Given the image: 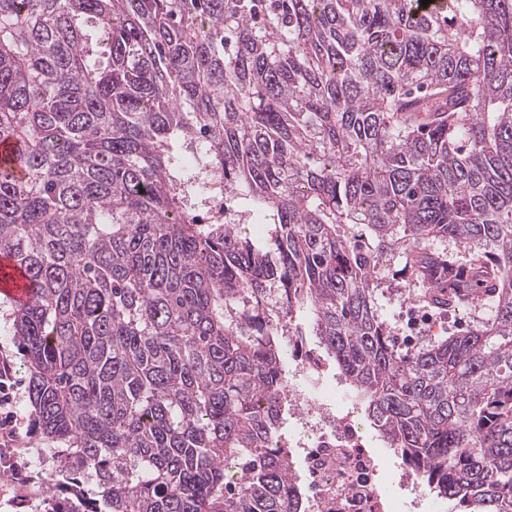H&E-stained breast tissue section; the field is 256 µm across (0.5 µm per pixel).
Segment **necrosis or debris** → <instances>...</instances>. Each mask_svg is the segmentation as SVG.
<instances>
[{"instance_id":"necrosis-or-debris-1","label":"necrosis or debris","mask_w":512,"mask_h":512,"mask_svg":"<svg viewBox=\"0 0 512 512\" xmlns=\"http://www.w3.org/2000/svg\"><path fill=\"white\" fill-rule=\"evenodd\" d=\"M305 375L297 384V375ZM285 389L288 431L313 512H393L360 422L337 419V391L318 362L296 359Z\"/></svg>"}]
</instances>
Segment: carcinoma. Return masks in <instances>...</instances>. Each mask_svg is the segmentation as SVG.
<instances>
[{
	"label": "carcinoma",
	"mask_w": 512,
	"mask_h": 512,
	"mask_svg": "<svg viewBox=\"0 0 512 512\" xmlns=\"http://www.w3.org/2000/svg\"><path fill=\"white\" fill-rule=\"evenodd\" d=\"M1 140L30 401L56 476L101 488L66 512H307L304 311L429 492L512 512V0H0ZM205 167L264 242L198 222ZM400 252L428 304L492 314L402 354L374 279Z\"/></svg>",
	"instance_id": "carcinoma-1"
}]
</instances>
